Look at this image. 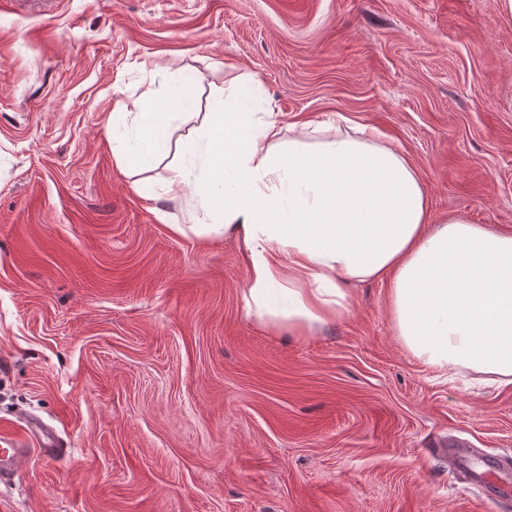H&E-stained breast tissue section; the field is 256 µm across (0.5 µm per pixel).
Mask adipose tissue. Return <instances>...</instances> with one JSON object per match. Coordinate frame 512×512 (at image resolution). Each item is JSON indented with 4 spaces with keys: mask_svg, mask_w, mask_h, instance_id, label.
I'll return each instance as SVG.
<instances>
[{
    "mask_svg": "<svg viewBox=\"0 0 512 512\" xmlns=\"http://www.w3.org/2000/svg\"><path fill=\"white\" fill-rule=\"evenodd\" d=\"M178 73L135 111L112 115V154L138 170L167 154L195 105ZM284 140L253 91H215L209 121L186 137L171 185L202 190L205 236L236 233L248 251L247 312L301 335L343 319L347 284L383 280L397 335L427 369H468L512 386V230L451 217L431 227L421 179L376 129L315 144Z\"/></svg>",
    "mask_w": 512,
    "mask_h": 512,
    "instance_id": "1",
    "label": "adipose tissue"
}]
</instances>
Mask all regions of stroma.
Wrapping results in <instances>:
<instances>
[{"label":"stroma","mask_w":512,"mask_h":512,"mask_svg":"<svg viewBox=\"0 0 512 512\" xmlns=\"http://www.w3.org/2000/svg\"><path fill=\"white\" fill-rule=\"evenodd\" d=\"M256 78L283 125L376 128L432 224L512 229V25L497 0H8L0 7V432L38 415L11 512H512L448 474L512 477V387L437 378L385 283L301 336L248 316L234 234L189 227L166 162L123 171L112 115L176 72Z\"/></svg>","instance_id":"35a3bbf8"}]
</instances>
